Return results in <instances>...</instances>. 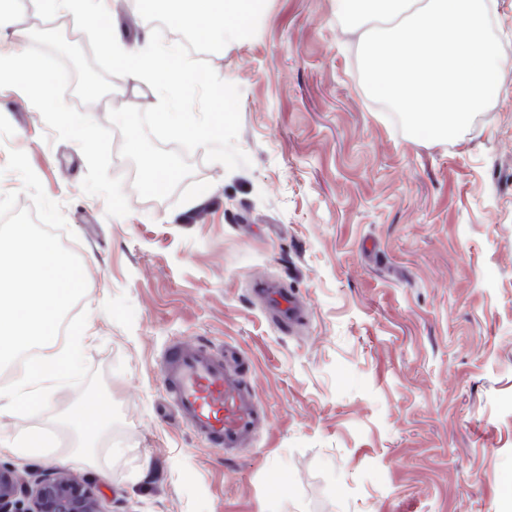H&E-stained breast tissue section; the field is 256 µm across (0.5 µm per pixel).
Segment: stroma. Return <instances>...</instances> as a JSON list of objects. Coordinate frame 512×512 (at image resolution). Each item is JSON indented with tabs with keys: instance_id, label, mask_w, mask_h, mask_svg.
<instances>
[{
	"instance_id": "stroma-1",
	"label": "stroma",
	"mask_w": 512,
	"mask_h": 512,
	"mask_svg": "<svg viewBox=\"0 0 512 512\" xmlns=\"http://www.w3.org/2000/svg\"><path fill=\"white\" fill-rule=\"evenodd\" d=\"M492 15L497 98L426 141L366 92L333 0H267L253 38L208 57L240 89L250 166L199 149L173 196L146 200L113 156L124 217L83 193L79 146L0 89L7 148L85 264L91 340L50 412L109 399L111 427L64 466L103 512H512V0ZM261 283L301 296L292 333ZM177 338L250 360L269 415L251 447L225 455L178 420L158 380Z\"/></svg>"
}]
</instances>
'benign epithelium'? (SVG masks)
<instances>
[{
    "instance_id": "7a95c632",
    "label": "benign epithelium",
    "mask_w": 512,
    "mask_h": 512,
    "mask_svg": "<svg viewBox=\"0 0 512 512\" xmlns=\"http://www.w3.org/2000/svg\"><path fill=\"white\" fill-rule=\"evenodd\" d=\"M0 512H101L91 483L62 472L35 475L34 483L18 480L10 466L0 464Z\"/></svg>"
}]
</instances>
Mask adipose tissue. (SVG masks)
I'll return each instance as SVG.
<instances>
[{
	"mask_svg": "<svg viewBox=\"0 0 512 512\" xmlns=\"http://www.w3.org/2000/svg\"><path fill=\"white\" fill-rule=\"evenodd\" d=\"M33 3L40 13H64L76 27L93 30L101 49L113 59L118 86L156 80L162 70L166 71V83L170 86L193 76L189 66L183 63L177 45L154 51L127 48L125 35L114 22L112 0H33ZM87 339V329H80L72 336L66 350L37 357L10 384L0 387V453L65 464V457L48 450L53 436L52 424L43 420L42 414L60 386L79 375L80 354ZM18 414L33 417L34 425L18 431L8 430L7 419ZM61 421L71 427L80 440L92 439L108 428L110 403L102 398L82 400L72 404Z\"/></svg>",
	"mask_w": 512,
	"mask_h": 512,
	"instance_id": "1",
	"label": "adipose tissue"
}]
</instances>
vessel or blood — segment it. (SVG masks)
<instances>
[{
  "label": "vessel or blood",
  "mask_w": 512,
  "mask_h": 512,
  "mask_svg": "<svg viewBox=\"0 0 512 512\" xmlns=\"http://www.w3.org/2000/svg\"><path fill=\"white\" fill-rule=\"evenodd\" d=\"M267 309L283 325L298 324L304 304L285 288H262ZM236 348L197 341L170 343L159 366L160 385L177 417L212 448L232 454L266 427L268 417Z\"/></svg>",
  "instance_id": "1"
}]
</instances>
